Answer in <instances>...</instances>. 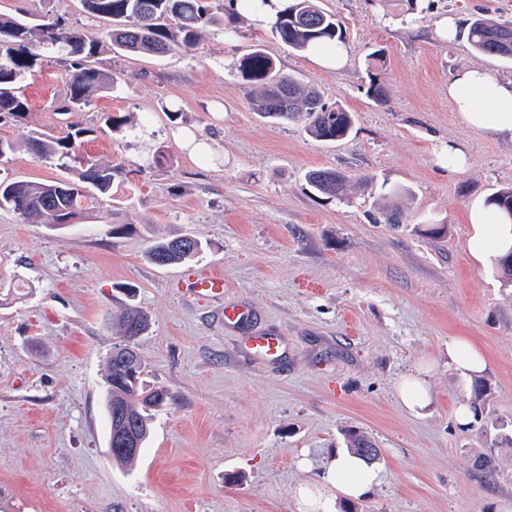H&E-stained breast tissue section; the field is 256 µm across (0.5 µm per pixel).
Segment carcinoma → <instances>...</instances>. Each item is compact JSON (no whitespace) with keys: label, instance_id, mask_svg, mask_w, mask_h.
Masks as SVG:
<instances>
[{"label":"carcinoma","instance_id":"cac0c4a2","mask_svg":"<svg viewBox=\"0 0 512 512\" xmlns=\"http://www.w3.org/2000/svg\"><path fill=\"white\" fill-rule=\"evenodd\" d=\"M84 12L106 22L105 37L112 52L164 56L196 44L199 31L206 25L221 24L224 34L238 33L233 20L221 16L224 5L218 0H80ZM272 30L288 47L304 51L320 44L343 43L346 32L336 15L326 11L319 0H290ZM512 34V24L499 23L482 14L468 20V40L479 54L512 61V43L499 42V35ZM101 44L89 40L62 17L43 15L21 19L0 14V117L16 122L25 119L29 103L18 84L42 61L43 52L58 55L68 76L67 89L56 102L58 111L82 112L91 105L99 91L112 88L114 80L90 64L100 53ZM236 69L251 86L253 109L264 118L294 119L306 122L314 138L337 142L353 130L355 118L339 105L329 106L322 95L309 90L288 76H279L274 63L256 45L236 62ZM90 130L79 125L61 137L31 131L27 140L36 159L70 168L84 137ZM115 169L110 165L88 164L74 179L35 183L0 181V208L19 217L37 219L52 229H64L81 212L95 193L112 190ZM307 184L318 194L343 200L350 178L336 169L320 168L306 174ZM486 203L512 215V187L501 188ZM202 241L193 235L153 242L146 251L148 260L160 267L172 266L197 257L203 252ZM108 327L116 328L121 338L135 329L146 332L149 316L138 306L126 305L108 317ZM136 374L120 369L108 358L104 370L105 410L109 428H114L112 403L122 404L126 424L132 426L144 448L151 434L153 411L172 401L163 389L146 387L141 381L143 366L136 362Z\"/></svg>","mask_w":512,"mask_h":512}]
</instances>
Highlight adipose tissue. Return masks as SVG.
Listing matches in <instances>:
<instances>
[{
	"label": "adipose tissue",
	"mask_w": 512,
	"mask_h": 512,
	"mask_svg": "<svg viewBox=\"0 0 512 512\" xmlns=\"http://www.w3.org/2000/svg\"><path fill=\"white\" fill-rule=\"evenodd\" d=\"M448 98L460 120L478 131L512 135V80L497 81L480 66L457 71L448 82ZM472 257L481 263L512 247V225L496 208L487 206L470 217ZM448 364L463 382L485 371L484 353L467 337L448 340ZM383 479L381 468L347 451L334 456L320 481L299 489V512H338V501L368 495Z\"/></svg>",
	"instance_id": "1"
}]
</instances>
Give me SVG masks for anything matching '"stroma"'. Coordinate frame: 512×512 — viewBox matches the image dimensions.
<instances>
[{
  "label": "stroma",
  "mask_w": 512,
  "mask_h": 512,
  "mask_svg": "<svg viewBox=\"0 0 512 512\" xmlns=\"http://www.w3.org/2000/svg\"><path fill=\"white\" fill-rule=\"evenodd\" d=\"M321 5L347 33L337 72L243 17L234 38L208 26L165 56L103 52L94 64L116 83L83 112L54 107L67 80L58 59L22 79L30 109L0 122L14 146L0 177L67 178L34 157L27 134L59 137L76 123L91 131L82 156L115 174L111 193L64 229L0 209V512H297L300 486L320 478L349 430L374 441L384 480L347 512H512V445L497 439L512 433V284L468 252L470 210L512 186V138L465 127L448 99L463 66L512 79V63L475 52L465 25L477 14L512 22V0ZM26 12L103 37L79 0H0V13ZM447 15L460 22L450 41L437 35ZM257 44L279 74L352 112L353 133L328 143L304 122L254 112L234 64ZM373 52L385 60L381 103L367 94ZM107 114L131 124L107 131ZM183 126L213 138L219 158L189 159L173 136ZM451 142L468 159L455 177L437 162ZM316 168L352 176L349 199L313 193L305 175ZM385 208L404 223H382ZM116 224L126 233L113 236ZM421 224L447 231L422 235ZM185 234L205 242L198 257L148 261L151 242ZM209 273L223 275V301L188 294L190 278ZM129 301L150 317L135 341L142 379L173 400L124 466L109 450L103 371L119 340L106 318ZM227 304L245 305L248 321L225 325ZM257 334L280 339V360L252 355ZM452 336L487 354L479 389L449 367ZM421 366L432 404L417 415L397 388ZM478 393L482 421L460 427L457 403ZM487 452L491 474L477 464Z\"/></svg>",
  "instance_id": "35a3bbf8"
}]
</instances>
